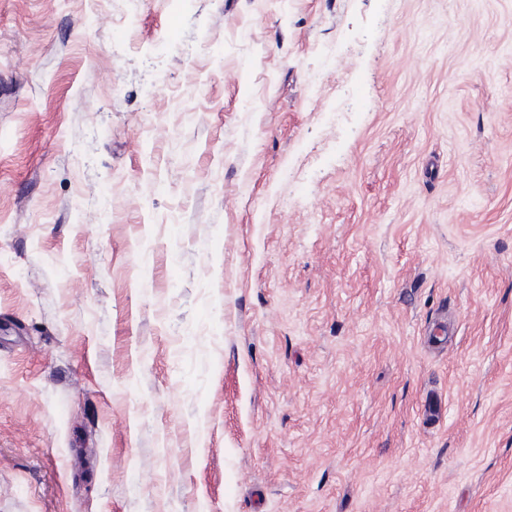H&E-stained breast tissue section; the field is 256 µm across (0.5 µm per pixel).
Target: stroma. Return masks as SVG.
Masks as SVG:
<instances>
[{
	"label": "stroma",
	"instance_id": "stroma-1",
	"mask_svg": "<svg viewBox=\"0 0 512 512\" xmlns=\"http://www.w3.org/2000/svg\"><path fill=\"white\" fill-rule=\"evenodd\" d=\"M0 512H512V0H0Z\"/></svg>",
	"mask_w": 512,
	"mask_h": 512
}]
</instances>
